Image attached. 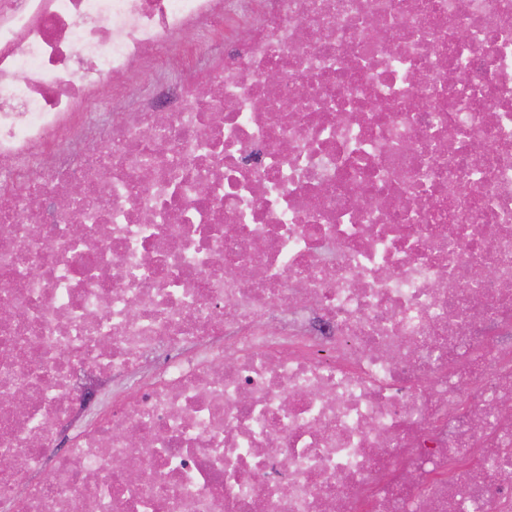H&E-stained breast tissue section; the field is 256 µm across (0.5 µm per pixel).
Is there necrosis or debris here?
Returning <instances> with one entry per match:
<instances>
[{"label": "necrosis or debris", "instance_id": "obj_1", "mask_svg": "<svg viewBox=\"0 0 512 512\" xmlns=\"http://www.w3.org/2000/svg\"><path fill=\"white\" fill-rule=\"evenodd\" d=\"M0 457V512H512V0H0Z\"/></svg>", "mask_w": 512, "mask_h": 512}]
</instances>
